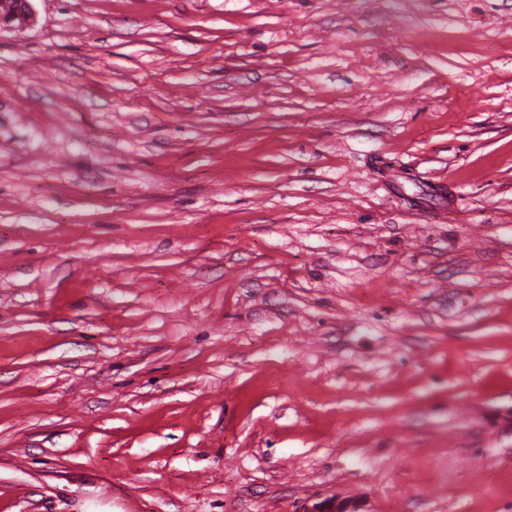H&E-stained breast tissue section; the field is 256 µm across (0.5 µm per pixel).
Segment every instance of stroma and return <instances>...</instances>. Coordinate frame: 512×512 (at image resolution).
<instances>
[{
    "instance_id": "obj_1",
    "label": "stroma",
    "mask_w": 512,
    "mask_h": 512,
    "mask_svg": "<svg viewBox=\"0 0 512 512\" xmlns=\"http://www.w3.org/2000/svg\"><path fill=\"white\" fill-rule=\"evenodd\" d=\"M32 8L0 512H512V0ZM311 504H307L303 512H358L352 504L344 499L336 498H317L311 500Z\"/></svg>"
}]
</instances>
